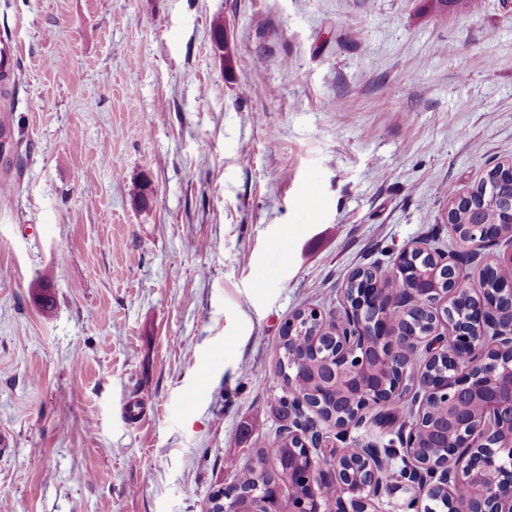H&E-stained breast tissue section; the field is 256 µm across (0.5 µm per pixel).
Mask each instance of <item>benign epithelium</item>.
I'll return each instance as SVG.
<instances>
[{"label":"benign epithelium","instance_id":"1","mask_svg":"<svg viewBox=\"0 0 512 512\" xmlns=\"http://www.w3.org/2000/svg\"><path fill=\"white\" fill-rule=\"evenodd\" d=\"M472 235L463 244L476 257L498 244L501 236L491 224H473ZM431 255L417 243L399 255L394 277L405 279L409 263ZM436 271L450 282L457 275L456 256L442 253ZM374 287L346 298L342 319L326 324L325 337L313 339V348L331 343L334 349V378L348 398L347 413L334 429L344 436L362 425L368 416L407 397L408 378L419 358L442 360L448 375L427 377L414 402L407 435L400 437L401 451L390 455L378 448L348 449L326 453L322 438L313 435L311 423L319 420L321 398L298 396L288 409V486L295 491L291 512H324L319 487H336L334 512H380L381 498L391 484L382 474L400 460L407 488L415 499L430 502L424 512H512V318H501L502 305L512 307V279L494 291L482 290L472 297L468 319L453 313V292L407 288L398 301L404 306L419 297L427 299L433 315L432 327L424 336H412L404 326L373 311L383 303L379 280ZM453 347H448V337ZM443 398L448 402L447 421L432 428L437 447L419 444L427 427L424 407ZM280 485L269 486L267 494L226 493L213 497L212 512H278Z\"/></svg>","mask_w":512,"mask_h":512}]
</instances>
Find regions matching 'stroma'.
Returning <instances> with one entry per match:
<instances>
[{
  "label": "stroma",
  "instance_id": "1",
  "mask_svg": "<svg viewBox=\"0 0 512 512\" xmlns=\"http://www.w3.org/2000/svg\"><path fill=\"white\" fill-rule=\"evenodd\" d=\"M2 39L0 512H210L288 424L285 321L462 251L449 193L512 159V0H0ZM416 256V260L422 258L423 256L428 255V257H423L418 261L419 271L423 273L425 271H429V264L427 263L429 259V255L435 256V253L428 251L426 247L415 243L406 247L399 255L397 261L396 273L393 277L399 279H405L410 274L409 263L412 261V257ZM276 356H278L279 368L285 381V385L288 388V372L291 371L290 365L295 366L298 349L294 348V344L288 342V335L282 333L279 336L277 342L272 346ZM285 368L287 373L285 372Z\"/></svg>",
  "mask_w": 512,
  "mask_h": 512
}]
</instances>
